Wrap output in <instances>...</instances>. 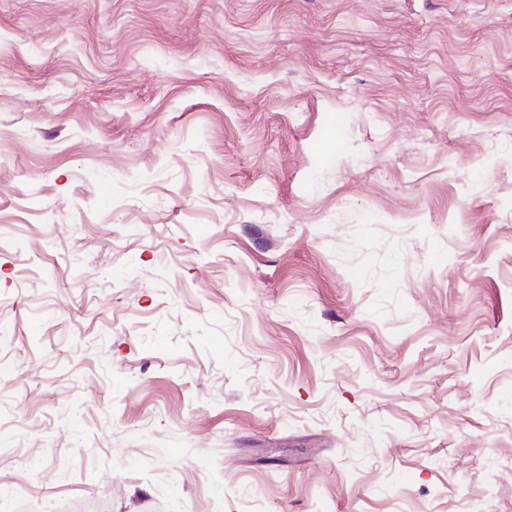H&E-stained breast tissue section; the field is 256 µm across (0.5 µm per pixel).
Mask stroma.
Wrapping results in <instances>:
<instances>
[{"instance_id": "obj_1", "label": "stroma", "mask_w": 512, "mask_h": 512, "mask_svg": "<svg viewBox=\"0 0 512 512\" xmlns=\"http://www.w3.org/2000/svg\"><path fill=\"white\" fill-rule=\"evenodd\" d=\"M512 512V0H0V512Z\"/></svg>"}]
</instances>
